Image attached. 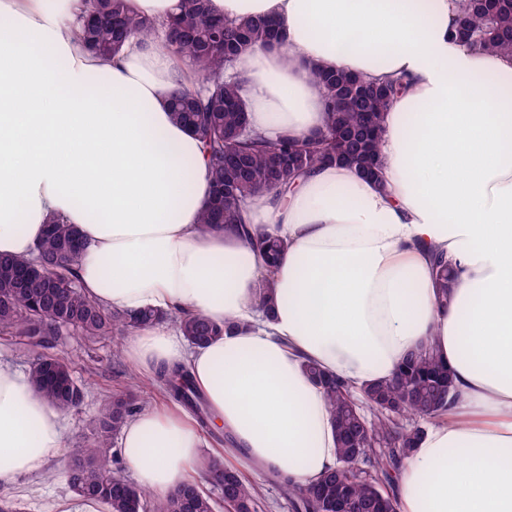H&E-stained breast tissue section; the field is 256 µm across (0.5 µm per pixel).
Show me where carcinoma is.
Wrapping results in <instances>:
<instances>
[{
    "instance_id": "1",
    "label": "carcinoma",
    "mask_w": 512,
    "mask_h": 512,
    "mask_svg": "<svg viewBox=\"0 0 512 512\" xmlns=\"http://www.w3.org/2000/svg\"><path fill=\"white\" fill-rule=\"evenodd\" d=\"M89 4L76 35L101 59H111L133 35L154 37L195 71V85L178 83L169 98L173 119L191 129L207 156L212 193L202 214L203 229L240 223L246 203L255 195L284 189L325 163L346 164L379 181L383 115L402 89L403 78L371 82L340 70H318L313 76L325 101L324 126L306 139L283 133L272 140L250 127L244 87L231 72L248 50L284 43L273 20H226L211 11L209 0H180L179 13L166 22L131 12L126 0H89ZM451 37L467 48L512 56V0L487 4L464 0ZM250 245L269 264L284 250V244L271 236L252 239ZM81 249L82 237L74 226L51 224L36 262L0 257L1 333L37 346L70 328L98 336L170 320L190 343L202 345L233 328L229 321L218 324L203 316L178 318L152 309L128 314L95 302L70 274ZM454 283L448 263L437 259L435 287L441 290L440 303L451 300ZM448 369L432 344L422 345L401 361L392 378L366 386L365 391L374 396L367 418L350 405L346 380L306 365L307 374L326 394L338 436V462L306 487L271 475L294 512H396L387 487L424 435L425 424L447 410L454 395ZM30 376L37 391L58 407L72 408L83 399V386L61 356H37ZM156 381L169 400L189 409L201 427H209L213 413L187 368L163 367ZM134 412L135 405L125 394H116L103 405L93 440L66 457L64 475L72 490L106 502L112 512H214L212 498L195 482L150 502L140 487L108 468L112 436ZM202 472L236 512H256L257 489L228 468L224 458H203Z\"/></svg>"
}]
</instances>
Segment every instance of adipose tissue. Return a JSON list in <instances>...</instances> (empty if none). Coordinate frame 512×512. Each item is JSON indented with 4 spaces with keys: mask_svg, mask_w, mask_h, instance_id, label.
Listing matches in <instances>:
<instances>
[{
    "mask_svg": "<svg viewBox=\"0 0 512 512\" xmlns=\"http://www.w3.org/2000/svg\"><path fill=\"white\" fill-rule=\"evenodd\" d=\"M231 19L275 18L284 46L238 67L255 130L322 128L314 70L404 77L384 114L380 181L319 167L287 197L252 198V231L281 239L275 267L234 230L203 231L210 196L197 139L167 95L191 80L161 42L131 38L105 62L73 33L81 0H0V256L30 260L55 218L84 241L85 295L128 313L185 311L237 328L189 345L172 323L131 327L138 370L188 366L255 481L309 485L337 461L307 362L356 387L432 343L454 373L394 487L397 512H512V56L459 46L454 0H210ZM457 275L437 303L432 255ZM270 279V310L257 304ZM66 421L0 358V485L63 456ZM205 440L179 406L121 432L126 468L154 498L187 483Z\"/></svg>",
    "mask_w": 512,
    "mask_h": 512,
    "instance_id": "adipose-tissue-1",
    "label": "adipose tissue"
}]
</instances>
